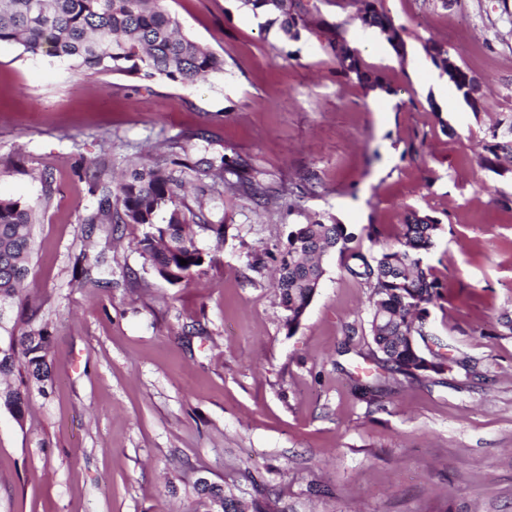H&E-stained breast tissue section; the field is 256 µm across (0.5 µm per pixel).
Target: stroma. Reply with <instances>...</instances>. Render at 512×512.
Wrapping results in <instances>:
<instances>
[{
	"label": "stroma",
	"instance_id": "1",
	"mask_svg": "<svg viewBox=\"0 0 512 512\" xmlns=\"http://www.w3.org/2000/svg\"><path fill=\"white\" fill-rule=\"evenodd\" d=\"M303 4L292 38L241 0H161L224 61L188 84L0 44V197L38 216L12 316L38 311L52 363L23 421L0 410V512H205L201 477L279 512H512V158L502 176L479 163L512 113V0H382L403 58L356 0ZM339 36L385 91L338 72ZM435 43L479 79V110L442 92ZM174 142L241 157L268 196L188 192L209 259L175 286L141 256L144 225L85 224L94 178L117 183ZM412 212L440 221L430 324L455 363L380 388L367 284L326 258L290 330L273 258L316 219L370 256ZM99 259L112 283L87 287L74 264Z\"/></svg>",
	"mask_w": 512,
	"mask_h": 512
}]
</instances>
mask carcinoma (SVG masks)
<instances>
[{"mask_svg": "<svg viewBox=\"0 0 512 512\" xmlns=\"http://www.w3.org/2000/svg\"><path fill=\"white\" fill-rule=\"evenodd\" d=\"M254 16L275 13L282 17V30L297 36L304 24V5L299 0H242ZM363 21L385 35L398 55L404 54L399 29L381 5V0H360ZM12 43L23 52L66 59L73 66L93 72L133 74L144 78L164 76L183 84L211 73L224 72V60L209 48L181 33L179 20L160 5V0H0V43ZM339 72L365 88H384L383 77L367 69L358 53L344 39L331 43ZM446 72L455 90L468 105L477 108L475 76L448 62ZM512 114L488 128L490 141L480 164L499 175V153L512 156ZM179 169L160 163L134 169L117 195L107 185L100 187L97 211L87 217L88 230L98 221L116 224H146L151 231L138 245L141 255L155 272L172 285L189 279L205 259L197 246L193 226L206 223L203 213L194 212L181 195L185 176L202 182L217 171L237 176L222 187L259 203L265 195L260 184L246 175L242 162L224 155L175 162ZM119 207L112 208V203ZM37 212L18 199L0 198V303H14L30 273L34 251ZM439 222L412 213L406 217L395 242L368 258L351 247L355 234L343 224L315 221L288 235L287 244L275 257L277 274L273 288L287 312L286 326L293 329L311 303L323 276V256L337 252L345 268L363 279L371 289L370 335L374 357L390 369L409 376L440 374L448 368L445 344L427 329L430 305L442 285L423 266V254L433 246ZM188 264H180V259ZM430 340L435 351L420 348L418 339ZM51 336L47 329L27 321V328L0 320V380L25 374L23 388L0 387V409L18 420L28 410V388L44 390L51 381L47 361ZM209 499L210 509L243 512L238 499L215 483L195 485Z\"/></svg>", "mask_w": 512, "mask_h": 512, "instance_id": "cac0c4a2", "label": "carcinoma"}]
</instances>
